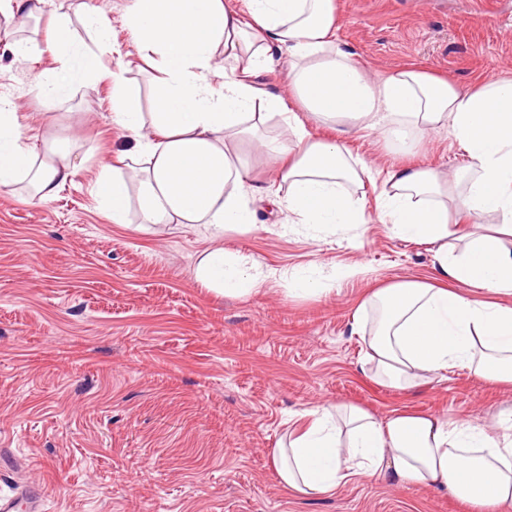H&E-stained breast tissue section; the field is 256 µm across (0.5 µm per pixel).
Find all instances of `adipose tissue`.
Here are the masks:
<instances>
[{
  "label": "adipose tissue",
  "mask_w": 512,
  "mask_h": 512,
  "mask_svg": "<svg viewBox=\"0 0 512 512\" xmlns=\"http://www.w3.org/2000/svg\"><path fill=\"white\" fill-rule=\"evenodd\" d=\"M45 0H0L5 23L48 13L44 38L54 60L40 88L44 101L96 78L95 52L76 41L67 14ZM338 0H129L126 24L138 58L160 73L157 110L141 112L125 77L111 73L112 120L133 137V149L100 162L92 193L112 223L138 212L141 225L203 224L214 247L195 267L196 280L229 297L256 293L261 262L228 252L230 230L257 224L252 202L268 198L292 223L344 228L365 221L355 190L372 169L352 162L347 140L356 130L378 134L403 154L421 152L430 133L446 129L462 145L473 175L451 193L446 171L399 165L378 195L382 223L396 237L430 245L434 273L426 280L376 289L365 305L372 322L364 363L383 383L408 390L459 365L512 386V78L461 88L435 72L406 65L372 75L337 41ZM288 53L291 95L253 82ZM280 117L290 138L263 136ZM332 127L330 137L317 127ZM254 143L277 175L276 187L256 181L237 142ZM80 169L54 134L43 153L24 141L12 96L0 95V187L27 183L54 199ZM496 215L495 227L480 219ZM473 222L458 235V219ZM460 238L458 253L448 242ZM469 293L451 290V283ZM305 421L271 458L281 484L304 497L335 492L352 478L437 490L473 512H512V409L498 430L435 413L392 412L385 422L346 403L296 412Z\"/></svg>",
  "instance_id": "1"
}]
</instances>
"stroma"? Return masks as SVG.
<instances>
[{"label": "stroma", "mask_w": 512, "mask_h": 512, "mask_svg": "<svg viewBox=\"0 0 512 512\" xmlns=\"http://www.w3.org/2000/svg\"><path fill=\"white\" fill-rule=\"evenodd\" d=\"M338 39L377 74L422 64L459 86L512 77V0H340ZM127 0H67L78 40L83 10L104 12L113 46L99 77L42 103L48 54L20 59L0 43V94L16 98L24 134L46 127L86 164L52 201L25 184L0 188V494L27 480L46 512H469L440 491L362 478L306 498L279 482L270 450L293 412L345 402L377 421L407 408L493 427L512 389L458 366L408 391L362 373L353 324L372 289L433 274L428 246L392 236L378 191L365 185V223L336 230L287 224L264 200L257 227L229 231L226 249L260 261L264 287L217 295L194 269L212 240L201 226L114 224L90 193L97 162L131 147L111 122L118 52L130 51ZM374 171L410 162L448 173L468 164L447 130L424 152L397 154L365 131L349 140ZM312 264L369 267L328 293L289 295Z\"/></svg>", "instance_id": "stroma-1"}]
</instances>
